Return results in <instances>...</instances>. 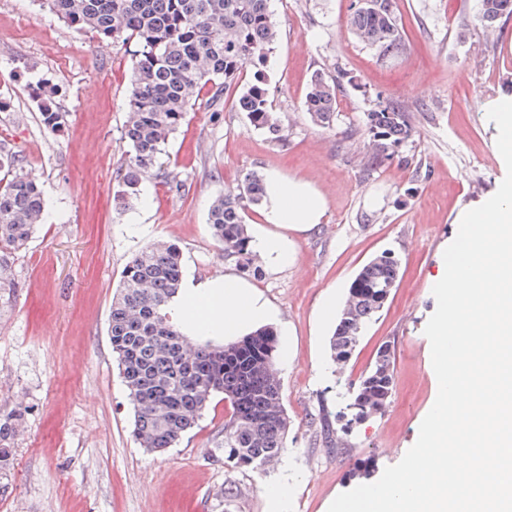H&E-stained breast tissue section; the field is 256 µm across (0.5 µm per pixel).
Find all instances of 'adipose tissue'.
Wrapping results in <instances>:
<instances>
[{
	"label": "adipose tissue",
	"mask_w": 512,
	"mask_h": 512,
	"mask_svg": "<svg viewBox=\"0 0 512 512\" xmlns=\"http://www.w3.org/2000/svg\"><path fill=\"white\" fill-rule=\"evenodd\" d=\"M325 211L323 196L307 181L268 175L263 202L266 223L306 232L321 224ZM178 310L182 328L191 336H235L274 318L266 301L231 274L188 288Z\"/></svg>",
	"instance_id": "ef3b65f1"
}]
</instances>
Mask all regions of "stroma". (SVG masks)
Instances as JSON below:
<instances>
[{
  "mask_svg": "<svg viewBox=\"0 0 512 512\" xmlns=\"http://www.w3.org/2000/svg\"><path fill=\"white\" fill-rule=\"evenodd\" d=\"M358 5L272 0L273 53L228 90L201 89L143 177L139 203L119 214L131 55L70 28L39 0H0V142L22 157L46 210L13 258L14 288L0 297V418L24 416L0 470V512H328L352 489L355 463L373 460L380 474L415 444L437 397L424 329L443 253L459 214L494 195L506 174L487 111L512 92V17L490 32L480 0H395L405 48L384 57L347 28ZM319 71L343 76L327 128L304 110ZM258 73L285 143L270 142L236 105ZM40 85L54 91L61 129L41 121ZM380 103L407 112L413 133L368 171V114ZM252 171L311 182L326 212L316 229L291 233L295 264L243 275L290 328L276 359L290 418L285 449L272 466L244 471L225 467L216 448L227 414L219 395L172 448L139 446L108 326L127 262L153 243L179 247L183 287L241 275L207 215ZM384 252L399 262L396 286L350 360L335 365V321L323 307L344 302L360 269ZM388 340L395 387L385 411L354 428L348 453L315 447L320 399L345 402Z\"/></svg>",
  "mask_w": 512,
  "mask_h": 512,
  "instance_id": "35a3bbf8",
  "label": "stroma"
}]
</instances>
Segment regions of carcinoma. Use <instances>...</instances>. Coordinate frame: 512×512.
<instances>
[{"mask_svg":"<svg viewBox=\"0 0 512 512\" xmlns=\"http://www.w3.org/2000/svg\"><path fill=\"white\" fill-rule=\"evenodd\" d=\"M271 0H42L50 13L76 30H91L121 46H134L135 59L128 99L130 112L121 139L127 159L115 195L117 210L140 200V175L159 164L169 138L182 125L196 90L205 79L224 80L228 88L250 67L261 64L277 42L279 31ZM512 16V0H482L480 20L490 27ZM346 26L362 43L384 56L404 48L393 0H363ZM339 81L323 73L311 79L304 110L312 120L330 125L336 119ZM41 121L51 129L64 123L52 107L51 92L38 88ZM251 125L276 143L284 128L273 112L261 76L238 99ZM372 138L364 167L372 169L390 148L412 136L406 112L380 104L368 113ZM0 294L15 287L12 254L44 222L42 190L23 171L18 155L0 144ZM265 178L247 174L235 191L216 197L208 224L224 254L244 272H259L244 213L262 205ZM398 278V262L382 254L368 262L352 281L330 339L333 362H346L359 344L362 329L383 308ZM182 281V256L173 244L148 246L127 263L112 297L109 339L128 399L134 410L133 434L149 452L172 447L196 426L217 394L231 410L224 421V466L260 470L280 457L290 420L274 370L278 337L270 327L224 345L209 341L184 349V336L170 316V304ZM394 387V350L380 345L374 360L342 406L319 405L313 434L322 447L347 450L345 436L387 407ZM20 413L0 421V468Z\"/></svg>","mask_w":512,"mask_h":512,"instance_id":"obj_1","label":"carcinoma"}]
</instances>
